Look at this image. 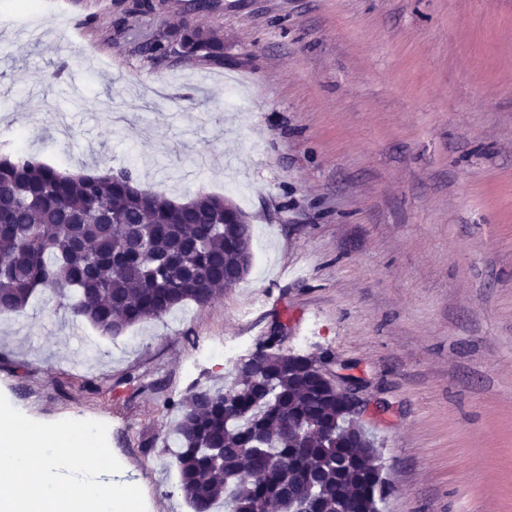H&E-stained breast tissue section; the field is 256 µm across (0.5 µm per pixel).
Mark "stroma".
I'll list each match as a JSON object with an SVG mask.
<instances>
[{
    "instance_id": "obj_1",
    "label": "stroma",
    "mask_w": 512,
    "mask_h": 512,
    "mask_svg": "<svg viewBox=\"0 0 512 512\" xmlns=\"http://www.w3.org/2000/svg\"><path fill=\"white\" fill-rule=\"evenodd\" d=\"M0 0V151L131 169L181 202L230 199L248 274L108 336L37 294L0 317V394L97 420L148 512L177 491L167 400L223 386L273 331L367 387L382 512H512V0ZM224 62L151 61L183 23Z\"/></svg>"
}]
</instances>
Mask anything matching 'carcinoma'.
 Returning <instances> with one entry per match:
<instances>
[{
  "label": "carcinoma",
  "mask_w": 512,
  "mask_h": 512,
  "mask_svg": "<svg viewBox=\"0 0 512 512\" xmlns=\"http://www.w3.org/2000/svg\"><path fill=\"white\" fill-rule=\"evenodd\" d=\"M224 64V36L186 23L141 46L151 60ZM217 195L176 203L142 189L131 170L71 174L28 155L0 152V315L51 292L73 320L109 336L187 304L209 305L224 272L246 274L250 225ZM265 378L199 388L175 409L178 491L192 512H283L280 491L311 497L316 512L347 499L365 512L376 449L336 437V395L306 363L263 356Z\"/></svg>",
  "instance_id": "cac0c4a2"
}]
</instances>
